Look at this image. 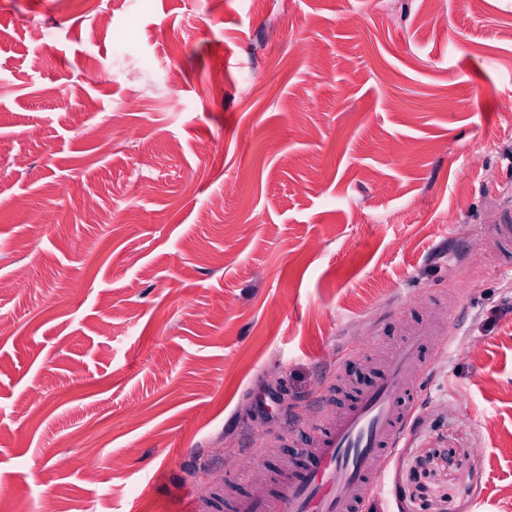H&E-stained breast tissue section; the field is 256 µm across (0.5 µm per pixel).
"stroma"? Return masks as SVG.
<instances>
[{
    "label": "stroma",
    "mask_w": 512,
    "mask_h": 512,
    "mask_svg": "<svg viewBox=\"0 0 512 512\" xmlns=\"http://www.w3.org/2000/svg\"><path fill=\"white\" fill-rule=\"evenodd\" d=\"M443 10L0 0V512L269 484L288 418L252 387L368 383L452 295L373 512H512V0ZM491 223V237L507 262L510 256L512 258V206L506 204L497 208Z\"/></svg>",
    "instance_id": "35a3bbf8"
}]
</instances>
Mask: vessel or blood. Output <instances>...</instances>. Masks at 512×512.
I'll list each match as a JSON object with an SVG mask.
<instances>
[{
    "label": "vessel or blood",
    "instance_id": "b4317fda",
    "mask_svg": "<svg viewBox=\"0 0 512 512\" xmlns=\"http://www.w3.org/2000/svg\"><path fill=\"white\" fill-rule=\"evenodd\" d=\"M490 232L502 257H512L511 205L494 211ZM447 319L444 313L429 316L408 328L371 384H352L347 372L339 371L336 384L352 388L350 403L331 417L316 412L305 422L293 415L302 432L300 461L285 463L263 490L235 498L231 512H363L368 501L380 499L375 460L399 447L417 378L430 370L424 350L440 344Z\"/></svg>",
    "mask_w": 512,
    "mask_h": 512
}]
</instances>
